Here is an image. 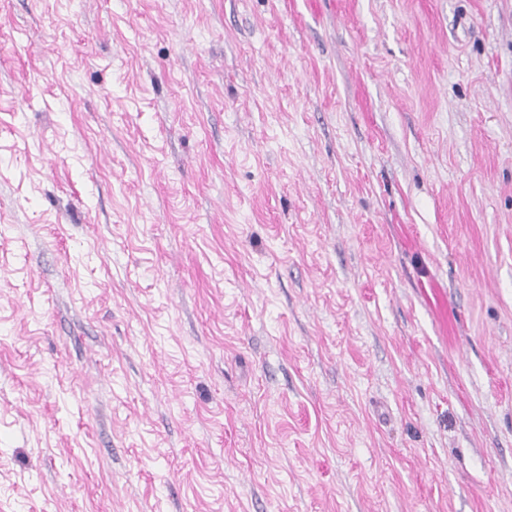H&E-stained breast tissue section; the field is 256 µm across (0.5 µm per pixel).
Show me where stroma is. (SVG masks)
I'll list each match as a JSON object with an SVG mask.
<instances>
[{"instance_id": "35a3bbf8", "label": "stroma", "mask_w": 512, "mask_h": 512, "mask_svg": "<svg viewBox=\"0 0 512 512\" xmlns=\"http://www.w3.org/2000/svg\"><path fill=\"white\" fill-rule=\"evenodd\" d=\"M0 512H512V0H0Z\"/></svg>"}]
</instances>
